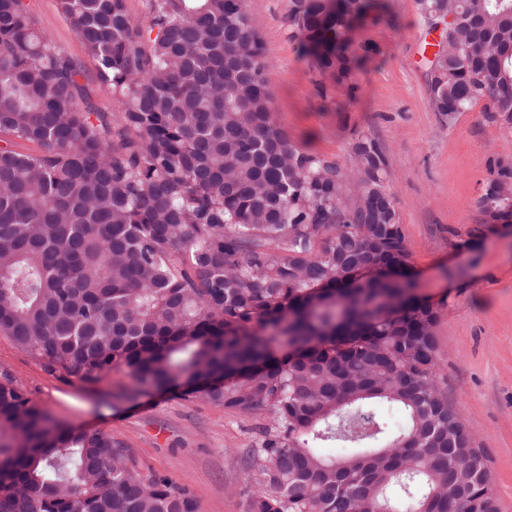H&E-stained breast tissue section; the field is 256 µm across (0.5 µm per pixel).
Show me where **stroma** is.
Wrapping results in <instances>:
<instances>
[{
    "instance_id": "35a3bbf8",
    "label": "stroma",
    "mask_w": 512,
    "mask_h": 512,
    "mask_svg": "<svg viewBox=\"0 0 512 512\" xmlns=\"http://www.w3.org/2000/svg\"><path fill=\"white\" fill-rule=\"evenodd\" d=\"M351 49L355 89L336 85L294 33V0H247L265 50L276 124L302 150L348 167L352 134L374 137L388 163L418 292L439 311L440 387L488 458L498 512H512V220L489 221L477 201L490 161L512 163V131L476 103L455 120L434 112L430 62L439 35L417 0H370ZM36 27L78 61L77 82L100 121L123 108L98 77L58 0H24ZM20 383L57 422L101 430L145 467L189 488L198 512H245L254 467L243 458L256 419L135 389L122 367L84 381L47 369L0 335V378Z\"/></svg>"
}]
</instances>
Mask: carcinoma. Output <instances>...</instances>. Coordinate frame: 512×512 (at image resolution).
I'll return each mask as SVG.
<instances>
[{"mask_svg":"<svg viewBox=\"0 0 512 512\" xmlns=\"http://www.w3.org/2000/svg\"><path fill=\"white\" fill-rule=\"evenodd\" d=\"M296 38L336 82L361 60L369 0H296ZM443 15L430 79L453 121L480 100L512 130V0H418ZM121 126L92 123L77 63L0 0V333L84 381L263 420L246 512H496L488 460L442 394L437 309L417 288L386 154L353 167L292 145L272 117L246 0H59ZM24 142L34 153L16 149ZM512 216V163L479 198ZM400 407L394 429L371 402ZM340 443L345 453L319 449ZM0 512H197L112 436L62 425L0 381Z\"/></svg>","mask_w":512,"mask_h":512,"instance_id":"cac0c4a2","label":"carcinoma"}]
</instances>
